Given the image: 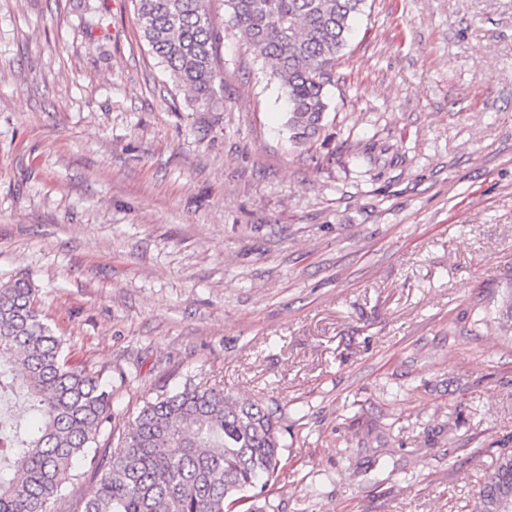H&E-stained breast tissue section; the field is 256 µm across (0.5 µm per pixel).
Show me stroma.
Masks as SVG:
<instances>
[{"mask_svg": "<svg viewBox=\"0 0 512 512\" xmlns=\"http://www.w3.org/2000/svg\"><path fill=\"white\" fill-rule=\"evenodd\" d=\"M209 10L206 104L133 0H0V285L111 378L100 447L191 377L279 418L267 512H469L512 448V0H366L304 146Z\"/></svg>", "mask_w": 512, "mask_h": 512, "instance_id": "1", "label": "stroma"}]
</instances>
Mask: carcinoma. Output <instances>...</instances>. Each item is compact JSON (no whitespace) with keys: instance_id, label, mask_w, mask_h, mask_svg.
Returning a JSON list of instances; mask_svg holds the SVG:
<instances>
[{"instance_id":"cac0c4a2","label":"carcinoma","mask_w":512,"mask_h":512,"mask_svg":"<svg viewBox=\"0 0 512 512\" xmlns=\"http://www.w3.org/2000/svg\"><path fill=\"white\" fill-rule=\"evenodd\" d=\"M209 0H135L142 37L179 85L208 103L223 78L214 66L216 32ZM365 0H225L231 22L270 63L297 145L321 130L324 88L347 46ZM512 324V286L498 306ZM65 341L44 321L34 288L20 277L0 286V399L24 390L37 426L0 427V512H226L259 497L277 478L278 417L264 402L190 379L146 403L109 458L96 439L109 418L112 385L77 370ZM98 483L84 500L68 491L83 467ZM471 512H512V450L480 482Z\"/></svg>"}]
</instances>
